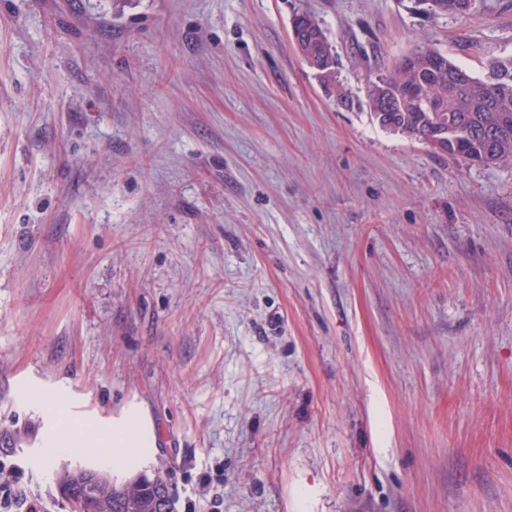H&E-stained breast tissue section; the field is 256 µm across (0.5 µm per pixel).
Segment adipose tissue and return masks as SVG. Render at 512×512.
<instances>
[{
    "label": "adipose tissue",
    "mask_w": 512,
    "mask_h": 512,
    "mask_svg": "<svg viewBox=\"0 0 512 512\" xmlns=\"http://www.w3.org/2000/svg\"><path fill=\"white\" fill-rule=\"evenodd\" d=\"M44 445L53 455L67 454L74 439L92 441L113 472L126 473L145 464L156 446L155 428L148 412L139 404L126 405L118 416L95 418L81 426L72 425L61 403L46 404Z\"/></svg>",
    "instance_id": "obj_1"
}]
</instances>
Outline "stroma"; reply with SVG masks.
<instances>
[{
  "instance_id": "obj_1",
  "label": "stroma",
  "mask_w": 512,
  "mask_h": 512,
  "mask_svg": "<svg viewBox=\"0 0 512 512\" xmlns=\"http://www.w3.org/2000/svg\"><path fill=\"white\" fill-rule=\"evenodd\" d=\"M427 46L485 77L512 0H0V462L47 512L103 460L26 390L142 404L176 512H512V164L366 105ZM421 10L429 16L439 15H463L466 14L472 5V0H418L415 1ZM296 26L300 36L299 52L306 63L319 65L321 63V38L329 41L319 20L309 13L296 14Z\"/></svg>"
}]
</instances>
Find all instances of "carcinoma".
I'll return each instance as SVG.
<instances>
[{
	"mask_svg": "<svg viewBox=\"0 0 512 512\" xmlns=\"http://www.w3.org/2000/svg\"><path fill=\"white\" fill-rule=\"evenodd\" d=\"M430 16L463 15L472 0H418ZM299 52L312 64L321 63V39L326 34L316 16L295 15ZM392 72L367 83V104L373 116L386 114L390 130L422 141L427 133L448 129V143L457 145L450 156L481 165L512 163V57L490 61L488 67L509 73V79L489 84L453 62L448 55L425 49L405 56ZM415 89L418 101L403 104L392 98L395 90ZM144 485L115 484L108 479L96 492L99 512H175V499L161 471L142 476Z\"/></svg>",
	"mask_w": 512,
	"mask_h": 512,
	"instance_id": "obj_1",
	"label": "carcinoma"
}]
</instances>
